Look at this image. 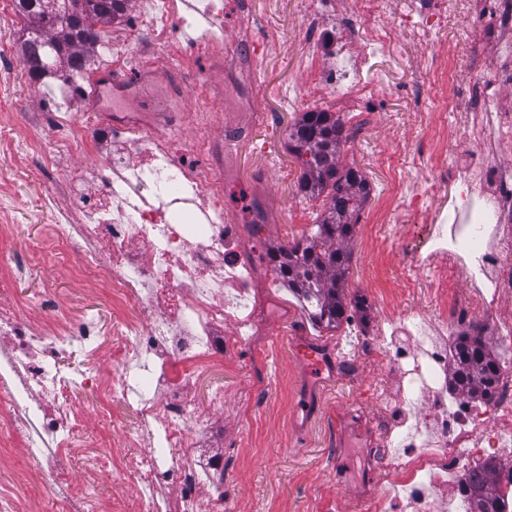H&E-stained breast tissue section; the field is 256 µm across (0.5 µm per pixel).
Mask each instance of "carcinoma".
Here are the masks:
<instances>
[{"instance_id": "obj_1", "label": "carcinoma", "mask_w": 512, "mask_h": 512, "mask_svg": "<svg viewBox=\"0 0 512 512\" xmlns=\"http://www.w3.org/2000/svg\"><path fill=\"white\" fill-rule=\"evenodd\" d=\"M29 21L31 51L22 64L39 79L47 63L70 65L86 58L100 37V27L127 10L131 0H14ZM288 150L301 164L299 191L322 199L319 221L300 240L280 247L272 258L278 279L304 302L312 319L334 328L345 318L346 275L354 235L353 217L367 200L363 174L341 165L342 123L334 112H304L288 133ZM496 364L480 336H464L456 349L455 376L471 393L486 395ZM473 512H501L487 481L473 484Z\"/></svg>"}]
</instances>
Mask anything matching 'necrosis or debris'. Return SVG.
<instances>
[{
	"label": "necrosis or debris",
	"instance_id": "necrosis-or-debris-1",
	"mask_svg": "<svg viewBox=\"0 0 512 512\" xmlns=\"http://www.w3.org/2000/svg\"><path fill=\"white\" fill-rule=\"evenodd\" d=\"M308 0L309 47L305 88L333 87L335 96L311 101V112L340 115L349 138L373 137L378 100L373 68L396 27L419 44L454 14L459 38L490 59L472 86L446 71L419 66L416 122L408 165L393 185L405 209L423 223L414 252L415 276L425 275L442 297L437 312L414 311L376 321L367 342L383 358L394 383L379 388L374 422L349 411L336 418V441L359 438L366 461L357 483L365 512H470V480L495 466L494 491L512 507V0ZM178 64H218L225 79L253 69L255 54L224 46V0H142L112 25L97 47L95 65L65 69L54 78L49 108L20 128L31 161L50 180L45 207L52 231L75 247L80 279L112 304L109 370L73 361L102 343L95 315L67 317L51 291L41 296L43 322L21 313L15 283L31 256L0 255V443L19 447L39 466L45 492L60 512H234L224 496V455L210 445L213 414L224 407V387L209 392L201 411L190 395L214 361L252 342L273 311L267 288L270 259L256 260L269 214L262 197L245 196L242 214L224 207V134L212 124L222 108L200 86L192 145L178 130L113 113L96 122L98 101L85 85L112 84L113 75L139 61L152 66L169 43ZM467 103L464 132L473 147L449 156V108ZM84 113L75 120L73 111ZM63 132L57 151L79 146L96 159L81 178L55 175L39 128ZM68 206H58V198ZM466 295L452 300L451 289ZM491 332L503 357L491 393L474 403L452 376L450 345L461 336ZM115 408L118 436L111 448H86L88 408ZM81 463L84 480L72 475ZM108 476L123 494L104 500L90 482Z\"/></svg>",
	"mask_w": 512,
	"mask_h": 512
}]
</instances>
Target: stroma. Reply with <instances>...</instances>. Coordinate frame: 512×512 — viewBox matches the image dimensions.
<instances>
[{"mask_svg": "<svg viewBox=\"0 0 512 512\" xmlns=\"http://www.w3.org/2000/svg\"><path fill=\"white\" fill-rule=\"evenodd\" d=\"M249 24H242L234 11L224 15V44L233 47L241 33H248L249 47L259 63L250 82L264 109L275 116L269 126L256 127L250 143L229 142L227 153L232 177L239 188L261 190L274 220L265 245L275 249L300 238L322 209L321 200L304 198L298 184L297 159L286 150L288 129L312 96L297 82L301 57L308 43L306 0H277L268 8L266 0H247ZM427 50L404 33H396L384 55L375 64L379 77L380 107L388 117L405 118L412 110L410 99L400 89L411 84L414 66ZM178 50L168 46L155 58L152 72L158 80L175 79L180 106L191 113L197 74L177 66ZM0 84L11 90L12 111H41L49 97L30 79L22 64L0 66ZM380 137L368 146H345L342 162L359 169L372 191L359 213L354 229L346 294L352 305L347 313L370 330L377 317L401 315L415 310L430 312L439 302L427 281L417 287L402 285L410 271L414 244L421 225L403 211L392 194V172L405 159L397 142L398 127L385 123ZM9 179L14 195V221L20 226L12 249H41L44 263L29 266L19 285L21 296L36 301L41 290L52 289L65 312L77 316L96 312L103 330L112 327V305L98 288L78 280L73 272L74 250L55 241L51 218L43 205L48 184L41 169L27 157L14 124H0V178ZM396 227L393 243L378 246L374 227ZM271 296L281 313L268 325L267 345L216 362L197 381L195 394L207 405L212 385L224 386V408L214 417L224 429V494L241 512H316L325 504L329 512H361L352 477L357 451H336L334 432L340 412L359 409L376 415L379 400L367 392L382 377L386 365L368 356L359 378L323 374L317 381L320 409L307 439L294 434L302 415L300 395L305 386L297 346L300 341L316 344L338 340L343 352H351L352 337L318 328L299 301L273 281ZM363 309H355L354 300Z\"/></svg>", "mask_w": 512, "mask_h": 512, "instance_id": "obj_1", "label": "stroma"}]
</instances>
